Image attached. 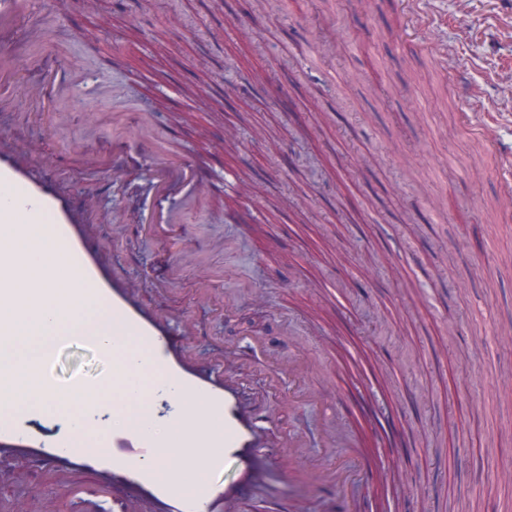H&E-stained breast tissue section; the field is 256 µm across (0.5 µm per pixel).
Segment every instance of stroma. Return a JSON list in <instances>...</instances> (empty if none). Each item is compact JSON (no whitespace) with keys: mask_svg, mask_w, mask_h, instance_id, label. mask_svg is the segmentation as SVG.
Instances as JSON below:
<instances>
[{"mask_svg":"<svg viewBox=\"0 0 512 512\" xmlns=\"http://www.w3.org/2000/svg\"><path fill=\"white\" fill-rule=\"evenodd\" d=\"M427 8L423 38L385 39L399 0H36L0 34L22 61L0 133L87 203L113 268L192 355L230 367L287 463L242 512H279L297 486L311 512H348L312 479L325 455L376 464L375 485L356 480L363 512H512L511 163L458 119L473 88L512 144V12ZM433 43L454 47L463 86ZM63 70L68 97L32 107L27 89ZM337 417L357 449H322ZM66 479L0 457V493L28 491L34 512H78Z\"/></svg>","mask_w":512,"mask_h":512,"instance_id":"obj_1","label":"stroma"}]
</instances>
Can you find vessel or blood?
<instances>
[{"label":"vessel or blood","instance_id":"1","mask_svg":"<svg viewBox=\"0 0 512 512\" xmlns=\"http://www.w3.org/2000/svg\"><path fill=\"white\" fill-rule=\"evenodd\" d=\"M34 0H0V29H11L32 10ZM19 61L8 50L0 52V111L12 106L10 83ZM461 125L483 147L512 160V146H501L477 113L461 115ZM41 222L73 274L70 294L91 292L96 303L111 314L122 334L146 347L160 383L154 394L170 421L183 427L187 443L219 449L210 459L211 480L196 492L158 476L150 465L164 441L154 431L126 425L101 440H77L74 432L56 428L40 414L24 420H0V450L32 462H58L76 473L94 472L120 483L134 497L149 501L155 512H223L242 486L257 482L264 470L262 435L231 377L198 368L182 346L177 332L159 314L138 303L129 288L104 265L99 245L86 235L82 218L70 201L58 195L38 168L21 161L18 152L0 150V225ZM104 364L95 376L59 378L44 369L46 389L72 403L84 402L87 391L110 377L113 357L88 334L76 336ZM222 423L213 433L212 418Z\"/></svg>","mask_w":512,"mask_h":512}]
</instances>
